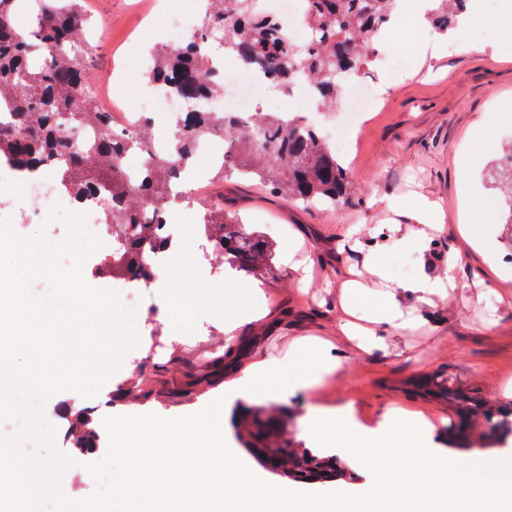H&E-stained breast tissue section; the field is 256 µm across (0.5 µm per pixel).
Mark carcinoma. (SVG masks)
<instances>
[{"mask_svg":"<svg viewBox=\"0 0 512 512\" xmlns=\"http://www.w3.org/2000/svg\"><path fill=\"white\" fill-rule=\"evenodd\" d=\"M17 2L0 0V100L6 98L10 105L8 123L0 124V161L21 169L46 163L58 172L64 192L78 203L98 187L108 188L103 223L112 225V252L102 269L111 277L150 283L152 256L166 248L160 227L167 223L171 180L192 159L195 143L208 137H224L220 177L226 181L258 180L273 194L307 206L343 208L353 203L346 169L316 128L297 118L256 112L247 131L233 115L206 110V101L220 93L223 79L208 67L205 49L223 47L242 67L264 72L273 84L311 82L323 108L335 99L337 81L365 62L373 37L395 15L397 0H305L304 22L315 40L303 47L288 38L286 23L263 9L260 0H209L212 38L156 51L155 65L147 71L150 83L189 103L163 150L143 135L112 131L110 113L92 101L85 59L95 46L86 39L91 22L83 0H37L39 9L27 31L15 27ZM464 2L433 0L429 17L435 28L446 32L454 27ZM78 121L94 122L99 137L82 144L70 140L66 129ZM130 150L144 158V172L136 182L122 169L123 156ZM203 207L205 235L220 247L225 261L252 275L271 269V253L260 235L234 223L222 202L207 201ZM249 350L244 341L229 347L215 359L211 375L197 382H210ZM419 392L448 399L467 417L482 415L490 437L512 434V422L495 419L479 399L446 380L422 385ZM91 422L87 412L70 421L74 448L81 453L99 444ZM235 425L240 441L258 462L275 461L280 475L288 479L343 477L335 459L293 446L288 421L280 412L257 406L239 415ZM448 433L453 447H472L462 427L454 424Z\"/></svg>","mask_w":512,"mask_h":512,"instance_id":"1","label":"carcinoma"}]
</instances>
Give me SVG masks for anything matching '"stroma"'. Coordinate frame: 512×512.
<instances>
[{
	"label": "stroma",
	"mask_w": 512,
	"mask_h": 512,
	"mask_svg": "<svg viewBox=\"0 0 512 512\" xmlns=\"http://www.w3.org/2000/svg\"><path fill=\"white\" fill-rule=\"evenodd\" d=\"M168 2L86 0L93 17L110 22L108 36L96 41L86 75L98 89V106L113 119L144 108L153 114L167 109L166 100L152 94L145 73L152 47L183 42L168 24ZM467 10L470 23L480 28L484 52L466 51L459 32L441 35L432 26L410 21L373 43L358 75L377 87L379 105L368 113L343 160L354 188L353 206L326 211L286 201L247 179L221 180L214 162L197 184V197L171 204V211L190 216L167 281L169 295L182 300L183 338L172 340L159 297L142 289L135 328L139 336L153 337L156 351L137 359L131 372L110 377L111 398H85L65 390L49 399L55 447L74 460L68 469L70 498L95 490L85 465L106 455L101 447L85 454L73 448L67 438L71 414H193L222 395L225 386L252 379L258 362H286L293 340L303 336L336 345L338 372L263 398L286 414L288 434L300 448L315 447L306 435L313 410L348 406L366 434L389 423L397 410L424 419L432 427L429 447L447 452L456 410L413 392V381L424 374H447L493 410L512 405V276L501 278L457 230L458 207L464 202L474 223L494 227L491 245L501 266L512 268V226L505 222L497 168L502 144L512 140V60L494 55L498 46L512 51V19L503 16L501 0H468ZM398 56L406 58V66L389 67V60ZM406 193L439 205L436 220L442 229L431 239L419 240L416 219L388 207L389 197ZM219 195L231 217L267 240L273 266L269 274L241 272L237 286L225 282V265L213 256L204 236L205 211L199 203ZM370 245L377 246L397 283L422 273L444 276L449 253H461L463 260L447 294L428 304L403 298L401 306L416 327L391 333L382 347L366 352L340 335L339 325L348 318L344 282L370 278ZM291 250L297 259L313 261L307 286L299 284L300 271L283 262ZM252 283L266 293L264 310L250 314L234 333H225V316L250 313L245 287ZM242 339L252 346L235 369L183 395L191 378L208 374L214 358Z\"/></svg>",
	"instance_id": "35a3bbf8"
}]
</instances>
